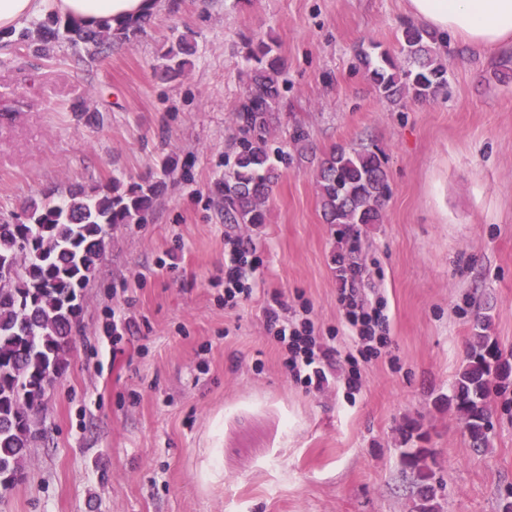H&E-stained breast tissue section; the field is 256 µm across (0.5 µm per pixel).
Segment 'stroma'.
I'll list each match as a JSON object with an SVG mask.
<instances>
[{"instance_id": "obj_1", "label": "stroma", "mask_w": 512, "mask_h": 512, "mask_svg": "<svg viewBox=\"0 0 512 512\" xmlns=\"http://www.w3.org/2000/svg\"><path fill=\"white\" fill-rule=\"evenodd\" d=\"M406 0H160L136 37L100 58L49 55L0 31V218L33 197L130 183L172 163L153 210L112 228L83 290L75 342L39 417L22 478L0 512H419L402 453L423 448L433 512H498L512 492V389L491 398V446L471 448L448 396L477 316L512 351V51L457 36L441 48L448 89L381 99L353 69L359 47L403 62ZM287 62L267 221L230 226L213 192L235 155L231 110L245 88L244 35ZM181 75L154 68L180 35ZM308 133L306 148L290 139ZM375 144L391 194L360 229L366 293L388 343L359 363L347 397L337 359L320 389L294 382L268 338L273 297L308 306L317 336L349 345L315 171L333 147ZM248 237L252 297L224 306V243ZM134 320L121 340L113 315Z\"/></svg>"}]
</instances>
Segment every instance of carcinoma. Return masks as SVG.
<instances>
[{
	"instance_id": "cac0c4a2",
	"label": "carcinoma",
	"mask_w": 512,
	"mask_h": 512,
	"mask_svg": "<svg viewBox=\"0 0 512 512\" xmlns=\"http://www.w3.org/2000/svg\"><path fill=\"white\" fill-rule=\"evenodd\" d=\"M140 31L139 23L91 29L69 24L65 39L82 45L93 58L113 39H127ZM49 43L59 33L49 24L34 22L19 33V41ZM444 35L427 27L407 26L400 51L409 61L398 68L390 55L362 50L359 67L378 95L390 102L410 98L426 102L448 84L446 65L437 48ZM195 46L180 38L163 56L161 79L182 72ZM252 62L242 96L233 108L240 138L233 168L217 184L226 224H263L265 206L278 164L290 155L271 148L269 134L282 93L284 62L274 44L261 37L251 41ZM170 174L161 167L156 180L128 185L112 184L68 198L32 199L21 224L0 222V493L11 490L21 477L28 451L37 433L35 419L46 407L41 391L49 371L61 374L82 314L81 291L101 261L105 238L117 224H136L152 207ZM326 223L340 227L333 262L345 288H359L365 265L359 251V226L379 224L389 196L383 152L364 147L334 149L316 170ZM512 379V353L504 355L489 337L479 333L467 353L448 395V408L463 421L471 447H489L493 424L488 400Z\"/></svg>"
}]
</instances>
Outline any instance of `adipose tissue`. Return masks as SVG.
<instances>
[{"label":"adipose tissue","instance_id":"adipose-tissue-1","mask_svg":"<svg viewBox=\"0 0 512 512\" xmlns=\"http://www.w3.org/2000/svg\"><path fill=\"white\" fill-rule=\"evenodd\" d=\"M409 14L430 28L497 51L512 47V0H407ZM158 0H0V30L49 9L87 28L112 26L153 15Z\"/></svg>","mask_w":512,"mask_h":512}]
</instances>
